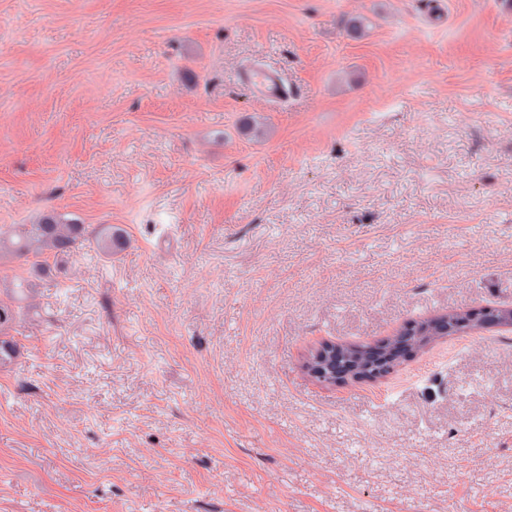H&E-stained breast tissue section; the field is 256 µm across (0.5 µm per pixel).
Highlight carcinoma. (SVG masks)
Returning a JSON list of instances; mask_svg holds the SVG:
<instances>
[{"mask_svg": "<svg viewBox=\"0 0 512 512\" xmlns=\"http://www.w3.org/2000/svg\"><path fill=\"white\" fill-rule=\"evenodd\" d=\"M85 227L55 216H46L37 224H15L7 232L0 231V260L5 257L63 260L70 256ZM19 317L15 297L0 298V366L10 365L17 356L12 336Z\"/></svg>", "mask_w": 512, "mask_h": 512, "instance_id": "cac0c4a2", "label": "carcinoma"}]
</instances>
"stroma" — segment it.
<instances>
[{"label":"stroma","mask_w":512,"mask_h":512,"mask_svg":"<svg viewBox=\"0 0 512 512\" xmlns=\"http://www.w3.org/2000/svg\"><path fill=\"white\" fill-rule=\"evenodd\" d=\"M421 2L0 0V228L89 231L0 260V512H512V330L304 368L512 307V0ZM245 78L259 96L270 100L281 99L283 83L275 71L251 64L245 68ZM84 231V224H73L51 215L38 224H15L8 232L0 230V260L44 256L63 260L73 252ZM19 317L15 297L0 298V366L10 365L17 356V345L12 336ZM348 348L354 350V354L345 365V372L337 373L334 362L330 357L335 354L336 349ZM334 351H331V350ZM356 346H336L332 343H324L313 350L306 359L305 367L309 374L320 382L327 385H336L348 381H375L384 378L394 372L400 361L376 359V356H364L357 352Z\"/></svg>","instance_id":"obj_1"}]
</instances>
